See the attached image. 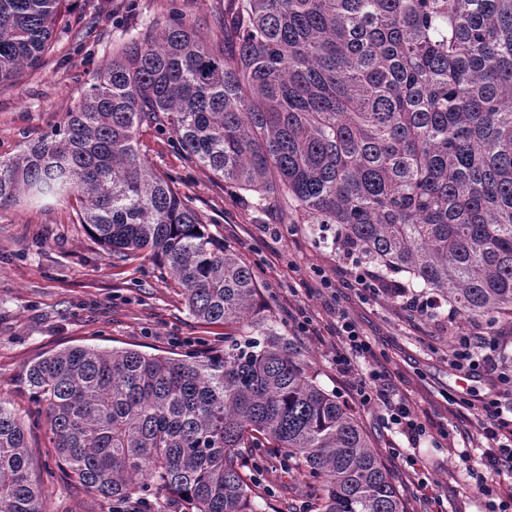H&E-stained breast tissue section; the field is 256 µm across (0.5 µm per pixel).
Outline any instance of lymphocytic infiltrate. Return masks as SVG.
I'll return each mask as SVG.
<instances>
[{
    "label": "lymphocytic infiltrate",
    "instance_id": "obj_1",
    "mask_svg": "<svg viewBox=\"0 0 512 512\" xmlns=\"http://www.w3.org/2000/svg\"><path fill=\"white\" fill-rule=\"evenodd\" d=\"M339 283L366 300L392 296L413 321L431 318L437 308L431 298L411 293L406 288L392 287L382 276L356 262ZM336 338L332 363L338 373L351 377L353 400L362 406L381 405L386 429L402 435L408 443L404 449L390 444L389 453L403 459L413 484L424 486L427 465L413 450L428 433L425 424L409 402L390 386L382 371L375 368V353L370 342L341 311L336 314ZM497 347V339L481 323L472 324L466 332L455 333L449 354L451 365L467 373L488 367L494 374L493 390L477 403L462 393L449 396L448 403L458 410L468 411L477 438L486 442L479 457L477 493L485 497L489 512H512V494L500 493L497 488L498 477L512 473V363L497 362L493 356Z\"/></svg>",
    "mask_w": 512,
    "mask_h": 512
}]
</instances>
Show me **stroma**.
Masks as SVG:
<instances>
[{
  "label": "stroma",
  "instance_id": "35a3bbf8",
  "mask_svg": "<svg viewBox=\"0 0 512 512\" xmlns=\"http://www.w3.org/2000/svg\"><path fill=\"white\" fill-rule=\"evenodd\" d=\"M198 23L230 16L232 0H76L69 29L57 32L42 64L16 83L0 87V158L20 153L25 140L49 132L79 101L93 72L150 23L164 22L170 2ZM140 148L163 173L180 177V189L211 218L210 232L254 267L263 300L285 323L304 359L311 361L322 387L342 402L351 397L350 381L331 362L336 346L332 307L344 309L372 343L378 368L412 402L429 427L447 425L457 445L471 443V426L448 404L449 390H467L471 399L489 391L486 373L468 377L448 362L451 337L446 319L409 322L395 300L363 301L354 292L320 288L316 274L337 279L351 261L319 244L306 225L287 234L284 213L254 212L222 180L191 163L174 145L171 133L142 130ZM76 202L47 208H0V398L10 401L29 428L33 474L46 489V512H112L110 502L63 478L50 449L45 416L24 382L25 367L47 352L75 345L103 350L135 349L165 355L187 350H220L224 329L200 324L183 304L178 285L163 277L149 258L115 261L75 219ZM307 283L297 301L318 324L317 335L298 330L286 313L288 284ZM360 424L410 512H423L407 467L392 458L391 438L380 406L357 407ZM430 468L429 495L444 512H485V502L465 464L448 455L439 437L421 441L418 450ZM265 512H293L316 495L297 467L282 469L267 456L264 477L255 484Z\"/></svg>",
  "mask_w": 512,
  "mask_h": 512
}]
</instances>
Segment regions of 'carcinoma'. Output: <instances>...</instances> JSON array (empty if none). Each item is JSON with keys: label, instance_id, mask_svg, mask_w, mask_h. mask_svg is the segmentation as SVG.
<instances>
[{"label": "carcinoma", "instance_id": "cac0c4a2", "mask_svg": "<svg viewBox=\"0 0 512 512\" xmlns=\"http://www.w3.org/2000/svg\"><path fill=\"white\" fill-rule=\"evenodd\" d=\"M66 0H0V85L50 52ZM223 38L176 4L92 76L49 133L0 159V207L75 199L116 261L146 253L224 349L72 346L26 367L65 476L115 503L258 512L245 451L319 487L318 512H408L351 409L317 382L252 266L208 232L144 126L256 211L469 321L512 318V0H234ZM0 399V512H44Z\"/></svg>", "mask_w": 512, "mask_h": 512}]
</instances>
